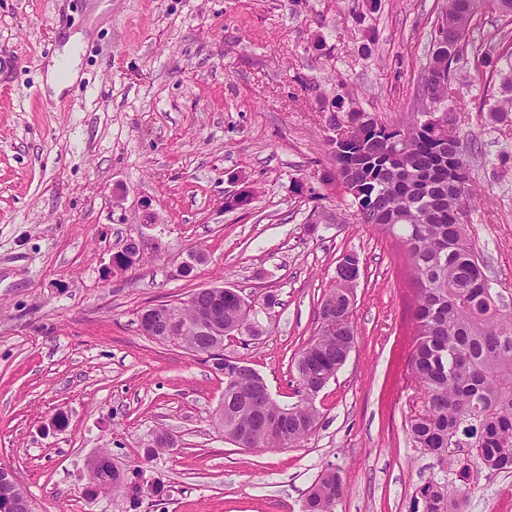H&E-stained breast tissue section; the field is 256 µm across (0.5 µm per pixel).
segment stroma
<instances>
[{
    "label": "stroma",
    "instance_id": "35a3bbf8",
    "mask_svg": "<svg viewBox=\"0 0 512 512\" xmlns=\"http://www.w3.org/2000/svg\"><path fill=\"white\" fill-rule=\"evenodd\" d=\"M443 3L0 0V466L33 512H126L88 494L105 449L161 486L136 512H302L328 467L345 487L336 512H408L424 481L444 480L408 431L421 399L405 370L403 250L328 181L326 147L339 95L410 122ZM73 40L79 78L54 91L48 63ZM489 81L501 96L496 70L452 104L482 194L469 240L512 305V115L492 119ZM245 189L251 203L226 208ZM133 238L137 264L114 271ZM346 252L360 259L356 342L315 431L239 447L215 422L223 376L142 333L140 310L238 291L260 334L224 352L292 405L295 360ZM160 434L174 445L146 457ZM464 512H512V470L479 473Z\"/></svg>",
    "mask_w": 512,
    "mask_h": 512
}]
</instances>
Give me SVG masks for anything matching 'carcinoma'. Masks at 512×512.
Returning <instances> with one entry per match:
<instances>
[{"mask_svg": "<svg viewBox=\"0 0 512 512\" xmlns=\"http://www.w3.org/2000/svg\"><path fill=\"white\" fill-rule=\"evenodd\" d=\"M489 11L512 18V0H445L428 62L444 80L424 75L414 116L419 126L402 130L374 117L359 125L352 142L367 165L337 177L342 186L356 189L353 199L362 223L396 237L410 262L415 341L407 370L421 391L423 410L410 419L408 429L414 447L436 456L441 470L454 475L466 490L483 469H512V309L498 302L483 259L467 238L475 194L471 180L462 185L451 173L453 168H469L455 112L448 110V123L440 127H428L424 120L437 104L452 98L456 85L472 81L458 64L478 17ZM500 60L509 69L504 88L511 96L496 101L489 111L507 116L512 113V52L482 50L474 55V70ZM358 276L359 257L336 265V283L325 296L327 301L336 299V319L324 324L325 305H320L318 332L302 349L306 365L296 364L302 393L333 378L355 343L354 303L348 294L354 293ZM215 303L224 307V333L218 336L197 327L199 314ZM163 313L160 319L156 307L145 308L138 316L140 329L196 353L224 376L216 421L226 438L233 441L244 430L255 449L284 447L314 432L319 411L301 401L292 405L288 438H283L268 421L281 407L273 400L263 402L253 369L245 363H225L224 337L244 330L256 334L250 323L256 314L251 303L219 288H202L181 305H165ZM457 448L466 452L457 453ZM2 474L0 468V502L11 501L15 512H25V493ZM92 479L97 490L112 484V493L132 509L146 493L160 492V486L148 487L118 471L105 453L94 460ZM342 494L341 476L326 469L311 487L304 512H335ZM409 512L462 508L458 497L448 495V484L430 479L416 489Z\"/></svg>", "mask_w": 512, "mask_h": 512, "instance_id": "carcinoma-1", "label": "carcinoma"}]
</instances>
